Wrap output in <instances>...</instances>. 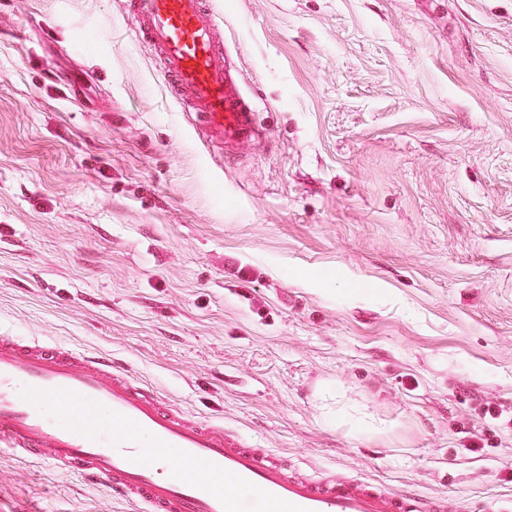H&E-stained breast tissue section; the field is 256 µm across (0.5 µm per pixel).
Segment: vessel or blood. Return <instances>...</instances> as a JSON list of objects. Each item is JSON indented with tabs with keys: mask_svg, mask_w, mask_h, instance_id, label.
<instances>
[{
	"mask_svg": "<svg viewBox=\"0 0 512 512\" xmlns=\"http://www.w3.org/2000/svg\"><path fill=\"white\" fill-rule=\"evenodd\" d=\"M139 43L189 99L210 141L232 153L258 135L208 0H132ZM29 453L105 482L136 512H420L414 495L355 478L288 475L223 426L189 420L126 371L96 357L0 339V453Z\"/></svg>",
	"mask_w": 512,
	"mask_h": 512,
	"instance_id": "b4317fda",
	"label": "vessel or blood"
}]
</instances>
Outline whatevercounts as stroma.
Returning a JSON list of instances; mask_svg holds the SVG:
<instances>
[{
    "label": "stroma",
    "instance_id": "stroma-1",
    "mask_svg": "<svg viewBox=\"0 0 512 512\" xmlns=\"http://www.w3.org/2000/svg\"><path fill=\"white\" fill-rule=\"evenodd\" d=\"M213 6L263 131L228 159L129 0H0V337L315 479L512 499V0ZM0 512L131 510L6 453Z\"/></svg>",
    "mask_w": 512,
    "mask_h": 512
}]
</instances>
